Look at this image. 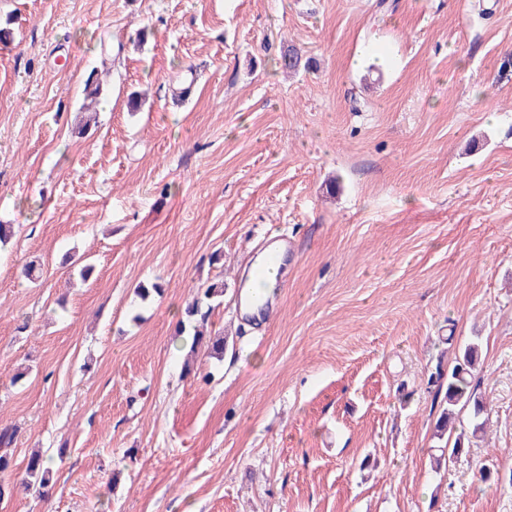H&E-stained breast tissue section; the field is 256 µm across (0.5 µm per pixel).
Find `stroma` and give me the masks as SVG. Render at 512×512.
I'll use <instances>...</instances> for the list:
<instances>
[{"label": "stroma", "instance_id": "obj_1", "mask_svg": "<svg viewBox=\"0 0 512 512\" xmlns=\"http://www.w3.org/2000/svg\"><path fill=\"white\" fill-rule=\"evenodd\" d=\"M378 2L0 0V484L53 467L0 512H512V0ZM213 283L220 361L171 318ZM470 342L489 419L436 473ZM460 360L448 374L441 365H437L435 371L428 376V385L435 388L436 396L442 395V409L434 426L433 437L439 442L444 441V445L437 447L440 448V454L433 457L436 469L446 467L452 456L469 448V439L465 434L459 433L453 439L451 424L456 410L470 408L475 419L485 414V405L472 383L473 371L479 361V346L475 343L467 345ZM447 450L448 455L445 454ZM17 428H0V472L4 473L10 470L14 465L13 444ZM50 461H52L51 458L43 457L38 453L30 455L26 462L27 479L6 488L0 485V501L4 499L5 495L13 496L14 493L44 495L48 491L47 488L51 481Z\"/></svg>", "mask_w": 512, "mask_h": 512}]
</instances>
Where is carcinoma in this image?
Returning <instances> with one entry per match:
<instances>
[{
    "label": "carcinoma",
    "instance_id": "cac0c4a2",
    "mask_svg": "<svg viewBox=\"0 0 512 512\" xmlns=\"http://www.w3.org/2000/svg\"><path fill=\"white\" fill-rule=\"evenodd\" d=\"M224 296V286L211 284L201 288L197 292L194 301L184 310V317L176 326L179 336L186 332H192L193 341L191 348H196L206 340L203 331L199 327L206 325L212 301ZM479 361V346L469 344L463 350L459 361L451 372L446 373L441 366H436L435 371L428 376V385L436 390V396L442 397L441 411L434 426L433 437L442 442L440 454L433 457L435 468L440 469L447 465L448 460L463 452L469 439L465 434H452V419L457 409L468 408L473 417L481 418L485 414V405L481 397L477 395L476 386L472 383L473 371ZM17 428H0V472L10 470L14 465L13 444ZM50 459L35 453L27 458V478L22 482L4 487L0 485V500L4 496H12L16 493L43 495L47 492L52 475L49 466Z\"/></svg>",
    "mask_w": 512,
    "mask_h": 512
}]
</instances>
